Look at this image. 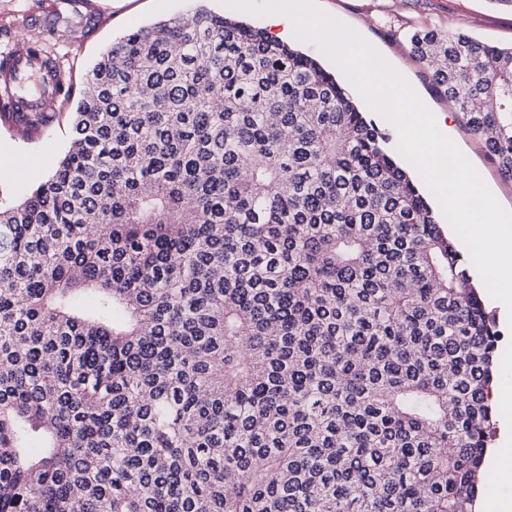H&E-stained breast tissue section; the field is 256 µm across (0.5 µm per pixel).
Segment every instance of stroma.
I'll list each match as a JSON object with an SVG mask.
<instances>
[{"mask_svg": "<svg viewBox=\"0 0 512 512\" xmlns=\"http://www.w3.org/2000/svg\"><path fill=\"white\" fill-rule=\"evenodd\" d=\"M317 4L358 30L405 78L499 203L512 211V180L501 174L482 141L469 130L463 113L449 112L446 97L411 54L407 40L416 29H452L486 44L511 46L512 11L489 0H317ZM191 5L192 0H0V53L49 38L67 82L78 92L88 70L115 38L136 26L183 13ZM205 5L260 27L266 13L288 12L294 0H205ZM73 108L70 101L57 103V118L29 140L0 124V156L11 160L0 170V198H20L49 174L70 142L68 114Z\"/></svg>", "mask_w": 512, "mask_h": 512, "instance_id": "obj_1", "label": "stroma"}]
</instances>
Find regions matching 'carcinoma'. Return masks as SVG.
Returning <instances> with one entry per match:
<instances>
[{
	"label": "carcinoma",
	"mask_w": 512,
	"mask_h": 512,
	"mask_svg": "<svg viewBox=\"0 0 512 512\" xmlns=\"http://www.w3.org/2000/svg\"><path fill=\"white\" fill-rule=\"evenodd\" d=\"M410 46L512 179V47ZM70 123L0 201V512H475L497 322L345 84L199 5Z\"/></svg>",
	"instance_id": "obj_1"
}]
</instances>
